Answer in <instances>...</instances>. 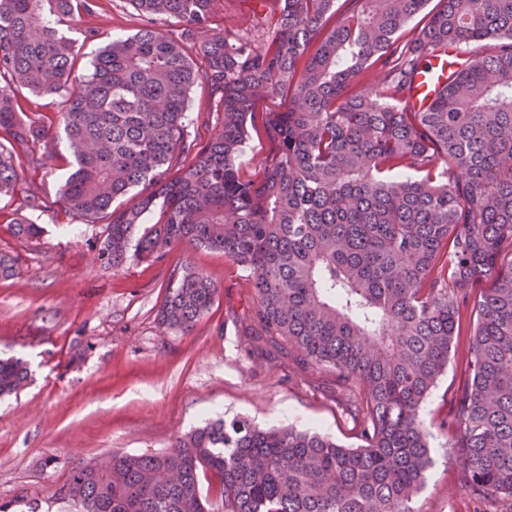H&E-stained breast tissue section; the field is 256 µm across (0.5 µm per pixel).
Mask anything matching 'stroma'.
<instances>
[{
	"label": "stroma",
	"instance_id": "stroma-1",
	"mask_svg": "<svg viewBox=\"0 0 512 512\" xmlns=\"http://www.w3.org/2000/svg\"><path fill=\"white\" fill-rule=\"evenodd\" d=\"M278 12V0H217L205 34L231 30L259 43ZM78 27L122 37L136 33L140 19L129 0H97ZM22 98L30 116L52 127V159L42 168L17 164L20 186L38 188L41 208L23 207L17 195L0 197V251L23 258L20 276L0 279V358H21L30 369L23 391L0 397V504L10 512H79L64 495L79 463L112 449L158 453L219 418L314 429L357 446L349 394L337 389L332 370L298 363L291 345L249 341L252 281L223 253L176 245L158 263L132 260L117 272L101 266L102 225L75 220L60 202L72 157L57 108L28 92ZM188 113L196 118L192 134L206 143L221 115L205 83L191 89ZM16 222L40 225V237H13L7 227ZM188 263L218 292L190 332H168L157 318L168 276ZM468 343L459 336L460 353L422 408L433 464L415 512H512V501L478 504L460 490L449 438L439 428L467 379Z\"/></svg>",
	"mask_w": 512,
	"mask_h": 512
}]
</instances>
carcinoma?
Wrapping results in <instances>:
<instances>
[{
	"mask_svg": "<svg viewBox=\"0 0 512 512\" xmlns=\"http://www.w3.org/2000/svg\"><path fill=\"white\" fill-rule=\"evenodd\" d=\"M96 0H0V196L15 162L50 128L19 92L58 100L74 158L65 210L104 224L101 264L160 262L186 244L224 253L252 279L253 340L291 343L354 394L360 444L317 432L217 420L155 454L114 451L73 471L64 496L82 512H206L199 476L220 478L224 512H414L432 463L421 407L476 313L468 379L440 429L453 436L459 488L474 501L512 498V0H283L275 35L186 49L216 0H130L144 26L113 38L73 74L78 17ZM457 50L456 69L424 110L411 102L426 62ZM204 79L221 122L198 147L190 90ZM286 92L276 112L257 99ZM271 151L242 171L247 121ZM142 187L131 205L114 203ZM32 240L37 224L10 225ZM21 258L0 252V278ZM490 278L478 297L471 284ZM217 288L186 264L169 276L160 325L190 331ZM28 372L0 360V395Z\"/></svg>",
	"mask_w": 512,
	"mask_h": 512,
	"instance_id": "cac0c4a2",
	"label": "carcinoma"
}]
</instances>
